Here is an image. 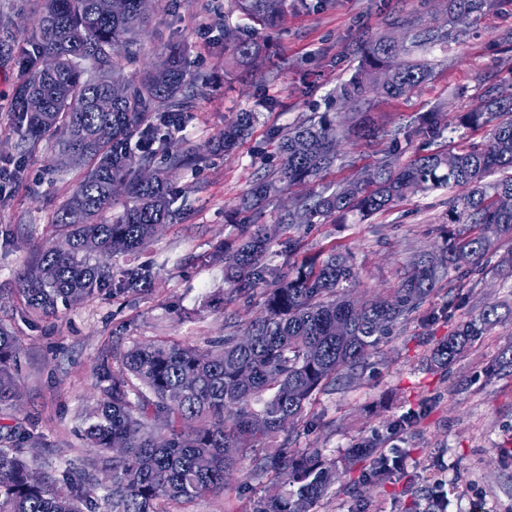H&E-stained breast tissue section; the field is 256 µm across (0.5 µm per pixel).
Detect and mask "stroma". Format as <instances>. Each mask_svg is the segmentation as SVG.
<instances>
[{
  "label": "stroma",
  "instance_id": "1",
  "mask_svg": "<svg viewBox=\"0 0 512 512\" xmlns=\"http://www.w3.org/2000/svg\"><path fill=\"white\" fill-rule=\"evenodd\" d=\"M140 38L143 62L155 60L165 44L188 47L193 69L209 75V87L190 98L193 118L174 139L182 149H204L241 111L256 114L246 142L227 156H210L199 167L177 173L185 215L163 227L135 260L157 273L150 289L122 296L100 295L52 318L31 317L12 292L19 269L52 242L51 214L83 175L79 167H56L57 151L41 142L29 150L22 181L3 177L17 156L10 100L22 75L18 51L37 14L32 0H0V325L19 338V407H0V427L32 419L41 442L32 452L35 468L46 476L90 457L80 436L83 420L97 398L102 361L119 366L134 343L174 339L205 345L231 327H244L261 310L260 298L224 302L223 265L208 256L231 246L236 236L231 206L249 188L261 156L273 152L274 131L293 126L323 106L354 73L361 55L392 17L411 11L445 22L446 0H336L320 12H289L256 66H224L225 0H166ZM512 0H493L468 27L450 33L442 45L419 59L428 80L397 98L367 104L377 127L392 130L412 115L442 110L448 125L439 136H415L400 151V163L424 150L459 147L481 140L459 126L462 113L477 108L487 85L512 89ZM274 108H266L265 100ZM380 138L346 139L328 178L339 181L374 165L386 149ZM446 194L418 192L393 210L362 222L317 224L304 238L303 253L317 255L329 241L349 247L356 263L357 293L376 294L395 287L412 253L430 251L448 231ZM497 305L500 321L448 371L426 363L427 350L454 324L481 305ZM512 343V276L472 275L457 290L440 282L437 292L381 344L364 378L349 387L318 394L306 414L308 427L294 441L317 448L335 463L336 480L317 512H405L419 490L448 499V512H512V372L497 357ZM369 444L403 468L386 484H351L344 470L350 448ZM268 480L241 461L223 491L168 512H252Z\"/></svg>",
  "mask_w": 512,
  "mask_h": 512
}]
</instances>
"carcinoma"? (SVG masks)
Here are the masks:
<instances>
[{"instance_id":"1","label":"carcinoma","mask_w":512,"mask_h":512,"mask_svg":"<svg viewBox=\"0 0 512 512\" xmlns=\"http://www.w3.org/2000/svg\"><path fill=\"white\" fill-rule=\"evenodd\" d=\"M121 2L111 11L109 0H39L35 28L20 47L23 75L13 89L12 113L14 132L24 144L21 154L53 141L60 155L84 169L53 213L60 241L42 248L35 263L17 275V292L30 315L50 316L97 295L151 287L155 273L150 266L104 263L99 255L133 256L153 240L156 226L180 222L183 208L176 205L172 172L203 159L173 147L170 135L189 121L182 110L186 89L203 80L178 42L167 44L161 61L136 73L135 80H124V63L136 59L132 46L146 31L150 12L140 8L139 0ZM489 4L448 0L447 23L476 18ZM335 5L336 0H229L224 58L247 67L265 52L288 9ZM233 14L248 24L230 28ZM392 24L407 30L406 43L397 46L389 33H379L359 71L336 88L334 101H362L377 86L380 94L398 97L426 80L427 69L411 56L448 41V28L430 27L413 14ZM111 84L116 90L105 110L101 103ZM33 96L43 101L39 112L29 108ZM444 120L445 113L429 112L412 118L405 132L379 135L363 125V134L388 140L383 156L353 178L317 187L314 183L339 157L342 133L336 117L324 112L274 133L277 166L258 173L235 207L246 213L237 244L210 256L224 264V304L258 292L262 314L241 333L226 334L207 347L173 340L136 343L123 354L118 375L102 363L103 398L81 430L98 455L78 475L67 467L33 481L27 456L40 435L32 427L10 428L0 448V512H164V503H189L224 490L234 465L245 459L255 474L271 480L255 512H315L333 480L320 450L282 447L262 453L259 443L281 434L292 442L316 394L360 381L370 357L445 276L467 277L493 252L491 234L512 235V208L497 203L499 196L512 195V95L488 85L481 107L460 117L461 126L486 131L482 143L397 163L400 140L438 134ZM253 121V112L239 113L210 151H232ZM144 140L160 145L166 167L154 165L155 152L140 150ZM295 186L306 188L296 196V210L282 209L276 223H261L266 203ZM440 189L448 190V223L461 229L448 233L432 252L415 255L388 293H348L355 263L342 244H330L321 259H297L294 230L349 214L364 221L396 207L409 193ZM88 239L97 250L85 247ZM276 244L288 254L283 267L267 261ZM461 253L469 255L470 266L457 263ZM498 320L494 306L472 312L430 350V368L447 369ZM18 355L17 336L0 326V405L18 399ZM161 416L162 432L153 425ZM118 440L125 441V454L105 456ZM98 463L112 471L104 488L96 475ZM392 472L388 460L380 459L360 478L382 483ZM101 488L106 494L100 497Z\"/></svg>"}]
</instances>
